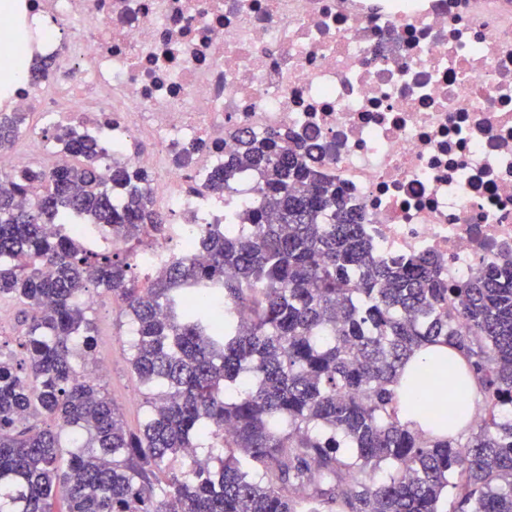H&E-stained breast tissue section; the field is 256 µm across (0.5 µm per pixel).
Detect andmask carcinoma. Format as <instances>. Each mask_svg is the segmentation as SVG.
<instances>
[{
	"instance_id": "cac0c4a2",
	"label": "carcinoma",
	"mask_w": 512,
	"mask_h": 512,
	"mask_svg": "<svg viewBox=\"0 0 512 512\" xmlns=\"http://www.w3.org/2000/svg\"><path fill=\"white\" fill-rule=\"evenodd\" d=\"M25 120L0 113V151ZM240 144L206 188L228 198L255 169L262 203L200 225L205 262L174 254L144 282L137 249L173 229L148 173L102 165L107 144L74 129L57 165L0 171L22 350L0 348V512H443L447 494L451 512H512V258L455 284L430 255L384 261L303 146ZM92 288L135 331L136 432L91 367ZM428 345L464 358L476 417L429 397L426 426L401 421L395 387Z\"/></svg>"
}]
</instances>
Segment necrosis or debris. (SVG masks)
<instances>
[{
	"mask_svg": "<svg viewBox=\"0 0 512 512\" xmlns=\"http://www.w3.org/2000/svg\"><path fill=\"white\" fill-rule=\"evenodd\" d=\"M62 33L56 72L17 86L151 174L174 224L137 261L200 258L195 225L224 221L206 184L242 131L311 144L312 165L365 215L384 259L432 255L455 283L512 257V0H25Z\"/></svg>",
	"mask_w": 512,
	"mask_h": 512,
	"instance_id": "obj_1",
	"label": "necrosis or debris"
}]
</instances>
